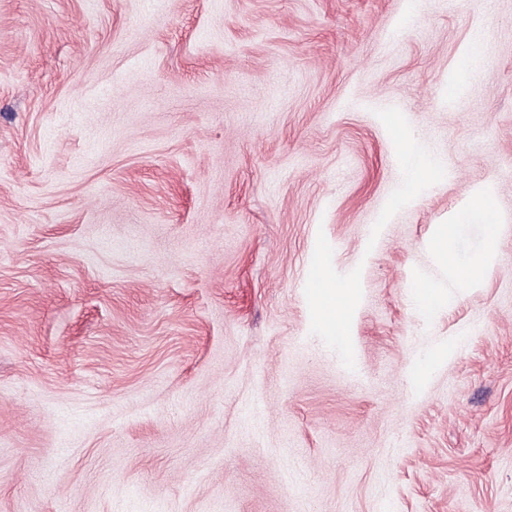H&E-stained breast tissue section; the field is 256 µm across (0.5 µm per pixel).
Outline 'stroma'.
<instances>
[{
	"mask_svg": "<svg viewBox=\"0 0 512 512\" xmlns=\"http://www.w3.org/2000/svg\"><path fill=\"white\" fill-rule=\"evenodd\" d=\"M0 512H512V0H0ZM400 151L407 189L430 182L438 177L440 168L422 151L418 141L414 139L402 141ZM496 216L495 190L491 186H483L469 195L465 208L455 217V224H442L430 240L429 250L443 269L448 271L457 288H469L475 281L482 279L490 267L497 234ZM474 218L485 223L484 245L467 261L459 262L452 251L455 229L459 224L470 223ZM452 297L446 296L434 283L421 281L415 288V300L419 306L430 315L436 314L451 301ZM352 302L351 289L336 283L326 289L318 297V310L321 322L332 332L337 345L344 343L345 315Z\"/></svg>",
	"mask_w": 512,
	"mask_h": 512,
	"instance_id": "1",
	"label": "stroma"
}]
</instances>
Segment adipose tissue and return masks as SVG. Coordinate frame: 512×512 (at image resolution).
Listing matches in <instances>:
<instances>
[{
  "mask_svg": "<svg viewBox=\"0 0 512 512\" xmlns=\"http://www.w3.org/2000/svg\"><path fill=\"white\" fill-rule=\"evenodd\" d=\"M400 151L406 187L413 188L438 177L439 167L423 152L418 141H402ZM496 216L497 201L494 189L489 186L481 187L472 191L465 208L457 214L454 223L441 225L437 234L430 240L428 247L431 253L443 269L448 271L457 288L470 287L485 276L494 254ZM475 218L481 219L485 225L484 245L467 261H457L452 251L455 227L470 223ZM351 302L352 292L343 284L326 289L318 297L320 320L333 333L336 341L341 342L345 339V315Z\"/></svg>",
  "mask_w": 512,
  "mask_h": 512,
  "instance_id": "obj_1",
  "label": "adipose tissue"
}]
</instances>
